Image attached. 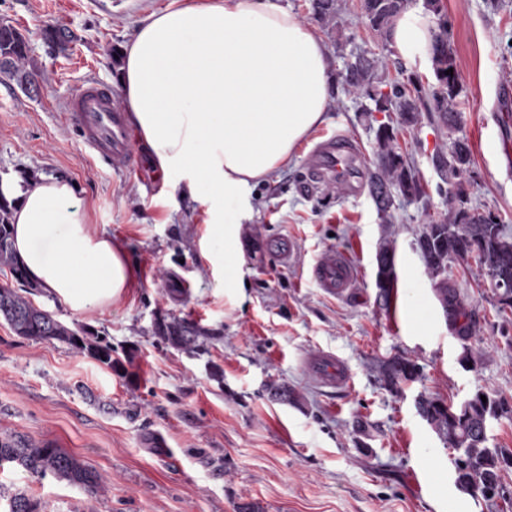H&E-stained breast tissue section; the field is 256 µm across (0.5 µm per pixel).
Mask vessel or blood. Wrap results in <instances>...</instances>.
Returning a JSON list of instances; mask_svg holds the SVG:
<instances>
[{
    "instance_id": "b4317fda",
    "label": "vessel or blood",
    "mask_w": 512,
    "mask_h": 512,
    "mask_svg": "<svg viewBox=\"0 0 512 512\" xmlns=\"http://www.w3.org/2000/svg\"><path fill=\"white\" fill-rule=\"evenodd\" d=\"M65 112L92 160L103 161L116 168L137 166L124 108L108 86L95 80L86 81L68 99ZM306 174L311 183L336 184L340 193L352 197L370 189L360 145L340 132L323 137L313 146ZM355 276L351 259L333 250L312 267V277L318 286L335 295L347 292ZM305 364L322 385L340 388L350 381L348 369L335 361L330 353H315L306 359Z\"/></svg>"
}]
</instances>
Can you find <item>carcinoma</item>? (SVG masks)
Masks as SVG:
<instances>
[{
  "instance_id": "obj_1",
  "label": "carcinoma",
  "mask_w": 512,
  "mask_h": 512,
  "mask_svg": "<svg viewBox=\"0 0 512 512\" xmlns=\"http://www.w3.org/2000/svg\"><path fill=\"white\" fill-rule=\"evenodd\" d=\"M360 9L370 29L379 38L388 41L396 18L406 11L413 0H359ZM426 9L437 16L431 66L436 83L428 94L416 88L408 92L395 85L382 91L383 60L366 51L350 49L345 55V68L339 73L346 91L358 100L369 101L362 112H396L406 127L422 123L423 117L437 119L450 131L459 128L461 112L459 96L463 81L457 69L452 43V25L442 14L440 0H425ZM339 0H312L313 18L323 26L341 30ZM29 45L10 24L0 23V72L15 78L25 88L37 81V73L28 70ZM453 74H445L448 69ZM436 169L448 201V214L425 224L416 236V247L434 284L438 300L448 323L463 341L464 356L476 363L470 341L479 339V330L471 314L460 299L455 284L448 278V261H465L471 257L479 264L480 272L487 276L497 291L500 308L512 309V236L505 225L495 222L490 215L475 212L470 206L468 186L473 174V152L469 141L457 137L448 152L436 155ZM370 195L385 223H391L394 192L410 199L425 195L426 188L419 172L401 152L393 127L378 126L375 134L374 168L370 172ZM12 202L0 196V267L6 268L13 279L23 286V292L0 287V320L5 321L13 333L35 342H59L75 352L85 355L113 371L124 369L123 361H132L133 352L125 353V360L114 357L112 339L87 325L78 330L57 319L50 312L36 306L28 294L36 286L28 281L23 263L12 244ZM378 288L381 306L389 307L396 284L395 249L388 238H383L376 252ZM157 341L178 351L207 352L214 339L210 332L185 318L161 315L152 326ZM421 366L410 357L394 355L380 362L377 378L380 385L398 396L404 387L419 381ZM274 401L296 404L298 396L284 384L271 382L266 386ZM487 402H482V399ZM417 413L435 430L448 447L456 451L462 489L493 497L505 496L502 471L512 467V451L488 445L485 424L490 419L512 418V404L481 391L458 406L420 394L415 399ZM16 466L33 477L48 476L84 489L90 495L102 491L98 476L77 457L49 443L36 442L17 433L0 434V466ZM8 512H44L40 500L18 492L8 500Z\"/></svg>"
}]
</instances>
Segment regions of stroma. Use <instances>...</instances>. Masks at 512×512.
Returning a JSON list of instances; mask_svg holds the SVG:
<instances>
[{
	"label": "stroma",
	"mask_w": 512,
	"mask_h": 512,
	"mask_svg": "<svg viewBox=\"0 0 512 512\" xmlns=\"http://www.w3.org/2000/svg\"><path fill=\"white\" fill-rule=\"evenodd\" d=\"M172 0H0V21L16 27L40 74L39 92L0 73V179L63 175L73 180L96 230L122 242L137 288L112 306L75 314L35 292V305L59 320L106 332L117 351L135 356L111 371L66 345L19 338L0 321V433L17 432L73 454L96 473L103 491L39 480L0 468V497L40 499L47 512H234L253 501L264 512H512V468L502 482L511 495L487 501L454 482L455 452L415 408L419 394L460 404L477 391L512 402V312L497 310L495 289L476 260L451 264L480 331L463 360L462 342L434 296L416 235L446 212L433 158L450 135L437 120L400 127L398 140L427 195L396 196L384 223L370 195L312 190L305 160L321 136L342 132L372 162L379 124L394 112L364 115L335 84L330 122L313 130L287 168L240 198L201 204L181 170L158 184L135 171L94 165L65 117L66 99L90 78L120 94L123 50L141 21ZM344 36L382 57L388 80L429 86V64H410L377 38L359 0H340ZM453 25L464 90L460 133L473 151L472 206L512 232V0H441ZM62 29L57 51L43 31ZM272 235L291 238L296 256L281 263L263 251ZM395 248L397 293L391 308L377 300L376 251ZM346 253L357 276L341 297L311 276L327 251ZM187 293H180L181 284ZM191 319L215 336L196 355L157 342L161 315ZM334 354L349 385L319 384L304 361ZM403 354L422 379L394 396L377 380L379 363ZM222 379H214L212 366ZM276 381L299 404L269 399ZM363 420L367 431L355 433Z\"/></svg>",
	"instance_id": "1"
}]
</instances>
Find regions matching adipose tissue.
Returning a JSON list of instances; mask_svg holds the SVG:
<instances>
[{"label": "adipose tissue", "instance_id": "ef3b65f1", "mask_svg": "<svg viewBox=\"0 0 512 512\" xmlns=\"http://www.w3.org/2000/svg\"><path fill=\"white\" fill-rule=\"evenodd\" d=\"M434 24L410 9L392 41L429 61ZM131 126L161 170L179 168L207 200L243 195L286 168L329 119L332 70L314 26L275 0H176L126 44L120 75ZM13 245L28 278L76 313L118 301L136 284L126 248L93 229L70 178L6 187Z\"/></svg>", "mask_w": 512, "mask_h": 512}]
</instances>
